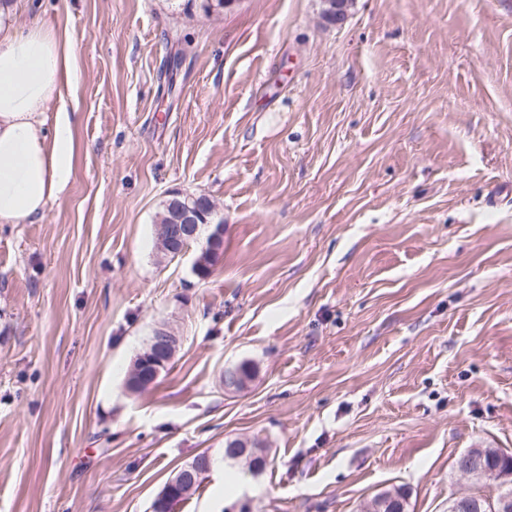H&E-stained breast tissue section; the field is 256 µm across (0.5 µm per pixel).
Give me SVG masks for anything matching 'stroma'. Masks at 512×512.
<instances>
[{
	"label": "stroma",
	"instance_id": "stroma-1",
	"mask_svg": "<svg viewBox=\"0 0 512 512\" xmlns=\"http://www.w3.org/2000/svg\"><path fill=\"white\" fill-rule=\"evenodd\" d=\"M75 44L73 174L0 224V512H448L512 452V0H41ZM224 220L207 280L170 191ZM182 338L150 388L154 329ZM252 361L239 391L226 367ZM259 440L266 465L221 464ZM201 195L209 199L200 204V212L206 219L205 224L215 225L194 258L192 271L195 275L216 270L224 255V224H220L222 219L212 214L216 210V207L211 209L212 200L205 194ZM168 196L170 205L176 209L177 218L171 224L174 214L167 203L164 204L159 222L162 224L158 225L157 250L161 258L174 260L185 255L192 243H200V212L190 204L192 193L172 191ZM179 346L180 337L172 327L163 324L156 328L152 343L145 352L140 354L139 358L134 360L126 379V387L130 391L140 388L137 391L140 392L139 394L147 391L150 387L148 385L150 376L148 372L144 371V368L155 367L159 357L165 358L161 361V365H166L172 360ZM476 447L479 448H469L459 457L458 469L463 475L475 480H486L496 483L503 482L506 484L508 481H511L512 470L489 473L484 467V462L490 470L505 469L508 466L512 467V458L510 461H505L496 455L493 448H484L481 445H476ZM210 466V455L207 454L204 457L196 458L192 462L188 463L186 466L181 468L175 476H173L164 486L162 491L157 496V501H164L166 500L171 493L182 486H185L187 484H193L195 482L196 476L202 477L203 475H206L211 471ZM204 479V476L197 480L195 484L192 486H187L186 489L180 488L173 499V501L170 503L168 510H166L165 507L161 509L159 512H172L173 505L177 502L187 500L191 495H193L200 487L202 481Z\"/></svg>",
	"mask_w": 512,
	"mask_h": 512
}]
</instances>
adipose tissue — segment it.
Here are the masks:
<instances>
[{
    "mask_svg": "<svg viewBox=\"0 0 512 512\" xmlns=\"http://www.w3.org/2000/svg\"><path fill=\"white\" fill-rule=\"evenodd\" d=\"M0 6V223L42 220L72 175L74 117L52 112L77 71L73 45L51 20L19 28Z\"/></svg>",
    "mask_w": 512,
    "mask_h": 512,
    "instance_id": "ef3b65f1",
    "label": "adipose tissue"
}]
</instances>
